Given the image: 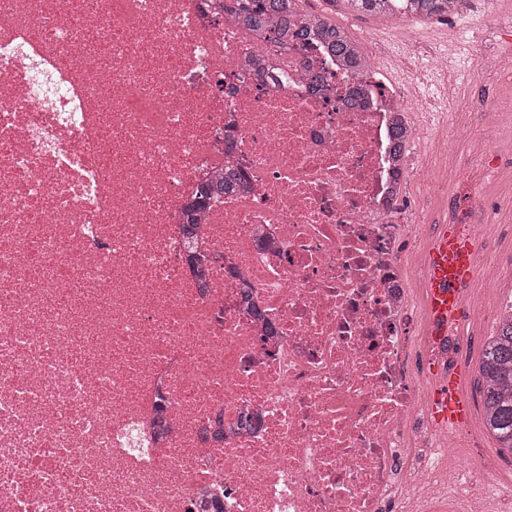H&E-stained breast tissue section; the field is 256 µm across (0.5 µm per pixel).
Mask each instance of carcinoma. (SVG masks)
Masks as SVG:
<instances>
[{"label": "carcinoma", "mask_w": 512, "mask_h": 512, "mask_svg": "<svg viewBox=\"0 0 512 512\" xmlns=\"http://www.w3.org/2000/svg\"><path fill=\"white\" fill-rule=\"evenodd\" d=\"M359 13L445 16L456 0H345ZM232 18L250 30L272 31L281 47L317 33L351 64H366L355 41L343 27L322 14L305 13L298 0H231L225 7ZM483 396V423L499 442L512 453V308L499 320V327L484 348L478 379Z\"/></svg>", "instance_id": "1"}]
</instances>
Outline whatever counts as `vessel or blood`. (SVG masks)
<instances>
[{
	"instance_id": "b4317fda",
	"label": "vessel or blood",
	"mask_w": 512,
	"mask_h": 512,
	"mask_svg": "<svg viewBox=\"0 0 512 512\" xmlns=\"http://www.w3.org/2000/svg\"><path fill=\"white\" fill-rule=\"evenodd\" d=\"M478 243L460 226L436 225L427 239L422 280L425 333L432 350L424 371L432 382L427 414L440 430L467 429L472 400L464 389L469 366L448 359V340L462 335L466 299L477 276Z\"/></svg>"
}]
</instances>
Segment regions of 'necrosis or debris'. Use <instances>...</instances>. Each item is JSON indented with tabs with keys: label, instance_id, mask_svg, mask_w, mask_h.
Returning a JSON list of instances; mask_svg holds the SVG:
<instances>
[{
	"label": "necrosis or debris",
	"instance_id": "4bbe7bcc",
	"mask_svg": "<svg viewBox=\"0 0 512 512\" xmlns=\"http://www.w3.org/2000/svg\"><path fill=\"white\" fill-rule=\"evenodd\" d=\"M221 2L0 0V512L512 505L425 416L403 201L441 170L395 151L425 102Z\"/></svg>",
	"mask_w": 512,
	"mask_h": 512
}]
</instances>
